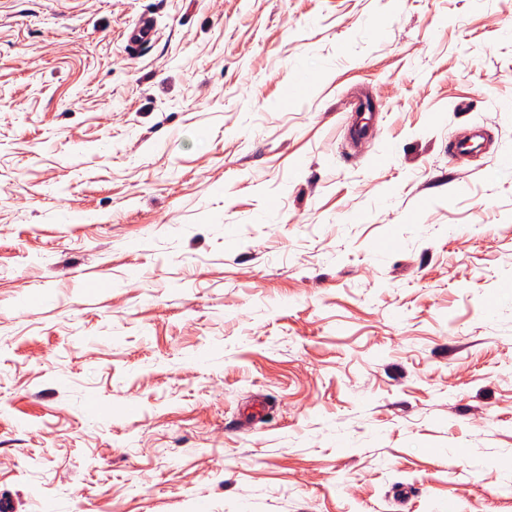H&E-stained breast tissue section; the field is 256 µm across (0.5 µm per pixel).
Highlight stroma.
I'll use <instances>...</instances> for the list:
<instances>
[{"instance_id":"1","label":"stroma","mask_w":512,"mask_h":512,"mask_svg":"<svg viewBox=\"0 0 512 512\" xmlns=\"http://www.w3.org/2000/svg\"><path fill=\"white\" fill-rule=\"evenodd\" d=\"M504 153L512 0H0V512H512Z\"/></svg>"}]
</instances>
